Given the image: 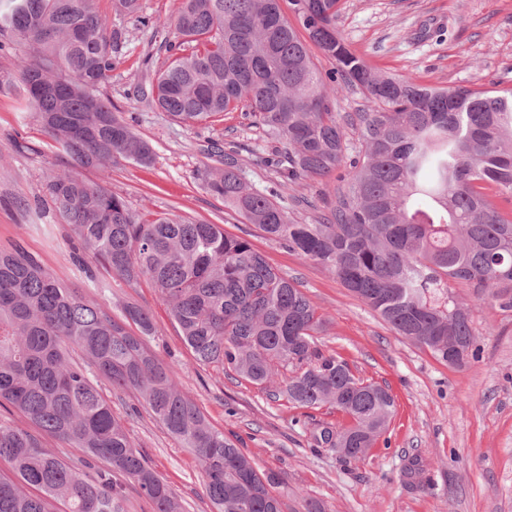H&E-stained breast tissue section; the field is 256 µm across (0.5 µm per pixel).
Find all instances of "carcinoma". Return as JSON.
Masks as SVG:
<instances>
[{
	"label": "carcinoma",
	"instance_id": "carcinoma-1",
	"mask_svg": "<svg viewBox=\"0 0 512 512\" xmlns=\"http://www.w3.org/2000/svg\"><path fill=\"white\" fill-rule=\"evenodd\" d=\"M340 0H175L179 40L151 98L189 127L246 109L284 145L277 181L248 186L234 156L211 173L208 189L250 224L336 275L400 336L448 362V341L472 349L477 337L456 290L512 310V91L425 86L369 66L336 29ZM0 37L30 44L34 56L0 86L20 83L59 153L80 168L106 171L119 158L147 166L151 146L88 89L105 84L119 34L93 0H7ZM335 63L323 75L311 48ZM360 90L374 104L356 114L360 148L347 158L344 126L327 81ZM349 162L335 204L320 224H294L275 201L304 177H325ZM52 210L82 251L128 283L148 280L203 364H219L296 407L334 408L350 418L324 426L319 445L346 461L364 458L387 431L394 401L355 376L318 344L327 319L295 282L251 242L217 224L133 210L105 181L68 170L46 177ZM133 324L139 332L127 329ZM150 313L123 308L119 321L94 299L60 284L21 244L0 250V404L38 431L82 449L71 464L38 435L0 420V512H125L126 481L152 512H184L174 491L135 449L97 383L136 391L155 420L193 451L214 512H284L278 474L258 468L214 429L180 388L173 369L145 342ZM79 348L86 362L69 356Z\"/></svg>",
	"mask_w": 512,
	"mask_h": 512
}]
</instances>
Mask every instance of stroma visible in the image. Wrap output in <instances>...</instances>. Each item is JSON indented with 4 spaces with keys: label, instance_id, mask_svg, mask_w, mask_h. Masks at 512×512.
I'll list each match as a JSON object with an SVG mask.
<instances>
[{
    "label": "stroma",
    "instance_id": "stroma-1",
    "mask_svg": "<svg viewBox=\"0 0 512 512\" xmlns=\"http://www.w3.org/2000/svg\"><path fill=\"white\" fill-rule=\"evenodd\" d=\"M146 24L94 0L110 28L122 31L115 67L101 95L110 97L135 135L153 148L150 166L117 160L108 187L136 211L220 225L248 239L283 276L295 281L328 319L323 350L363 379L387 388L395 412L366 459L343 462L313 444L321 424L349 425L335 410L293 407L228 369L199 363L185 345L155 288L130 284L111 271L83 272L70 260L69 226L39 202L45 178L63 159L16 88L0 90V249L22 243L64 286L103 301L112 316L126 304L150 312L156 332L147 348L178 374L183 390L210 424L237 440L264 470L278 473L285 512L307 500L326 512H512V311L463 294L479 353L460 368L398 336L381 317L321 265L269 240L206 186L219 154L234 150L246 183L271 186V158L283 153L244 111L190 128L158 110L146 91L175 36L173 0H140ZM336 28L369 66L438 87L512 88V0H340ZM340 181L304 178L279 196L289 219L313 224L333 201ZM149 466L182 500L185 512H213L194 454L148 413L137 393L101 383ZM420 477L407 476L412 461Z\"/></svg>",
    "mask_w": 512,
    "mask_h": 512
}]
</instances>
